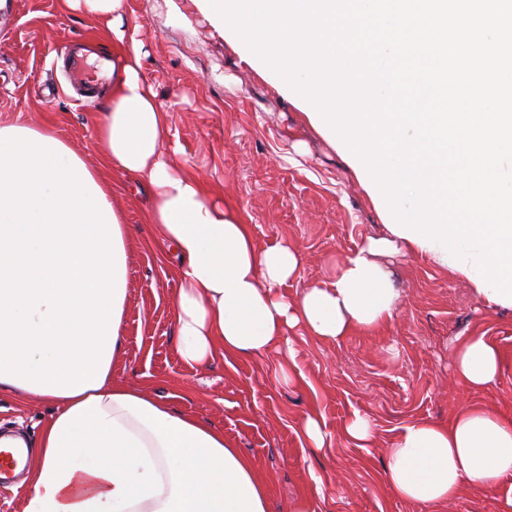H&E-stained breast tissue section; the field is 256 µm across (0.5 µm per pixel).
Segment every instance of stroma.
I'll return each mask as SVG.
<instances>
[{
	"instance_id": "stroma-1",
	"label": "stroma",
	"mask_w": 512,
	"mask_h": 512,
	"mask_svg": "<svg viewBox=\"0 0 512 512\" xmlns=\"http://www.w3.org/2000/svg\"><path fill=\"white\" fill-rule=\"evenodd\" d=\"M0 14V125L48 126L91 167H98L96 126L104 107L80 101L64 68L68 53L93 45L107 53L103 26L63 8L61 0H7ZM148 54L145 76L171 105L172 142L196 176L238 205L254 224L258 246L285 240L302 255L285 292L297 298L327 280L368 238L386 233L377 210L343 153L309 124L285 90L240 59V45L205 23L183 26L163 0H126ZM135 180L114 179L112 204L130 239L124 353L112 368L119 383L144 385L182 412L222 430L255 460L270 490L269 512L319 493V512H498L500 493L464 488L430 509L395 498L384 480L385 450L418 421L445 422L464 405L512 416V309L487 306L470 282L413 254L385 259L399 293L392 319L378 331L340 341L295 332L301 386L275 381L282 358L216 357L192 367L176 349L170 306L180 284L172 255L155 246ZM485 335L500 350L501 371L481 389L457 377L459 339ZM51 408L30 397H0V430L36 442ZM322 415L336 434L331 453L308 448L305 414ZM375 431L359 448L338 432L352 413ZM322 476L315 488L313 476Z\"/></svg>"
}]
</instances>
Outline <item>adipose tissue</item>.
I'll list each match as a JSON object with an SVG mask.
<instances>
[{
    "label": "adipose tissue",
    "mask_w": 512,
    "mask_h": 512,
    "mask_svg": "<svg viewBox=\"0 0 512 512\" xmlns=\"http://www.w3.org/2000/svg\"><path fill=\"white\" fill-rule=\"evenodd\" d=\"M112 35V86L97 150L149 193L146 220L179 260L177 351L190 365L284 350L280 376H304L290 337L341 340L393 316L398 294L377 258L440 250L392 234L351 251L333 276L289 299L300 253L256 243L242 211L176 160L169 107L148 84L138 23L125 0H63ZM129 241L112 183L52 130L0 126V395L54 405L25 478L23 512H268L255 462L198 417L116 383L123 352ZM483 336L458 345L455 370L479 389L500 372ZM512 418L468 405L448 423L405 426L386 451L385 483L430 508L466 486L502 488L512 512Z\"/></svg>",
    "instance_id": "obj_1"
}]
</instances>
